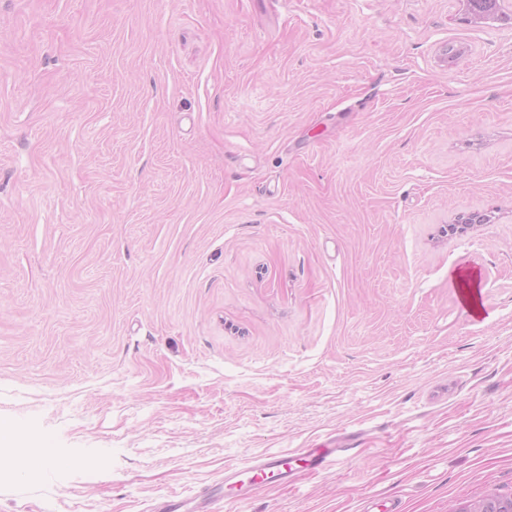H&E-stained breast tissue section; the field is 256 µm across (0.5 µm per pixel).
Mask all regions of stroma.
<instances>
[{
  "label": "stroma",
  "instance_id": "35a3bbf8",
  "mask_svg": "<svg viewBox=\"0 0 512 512\" xmlns=\"http://www.w3.org/2000/svg\"><path fill=\"white\" fill-rule=\"evenodd\" d=\"M499 4L0 0V444L55 456L0 460V512H150L330 442L220 512L512 498ZM497 1L467 0V9L475 21L508 20L509 17L499 14ZM343 448H314L308 451L305 467L311 472H319L336 461V457L344 453Z\"/></svg>",
  "mask_w": 512,
  "mask_h": 512
}]
</instances>
